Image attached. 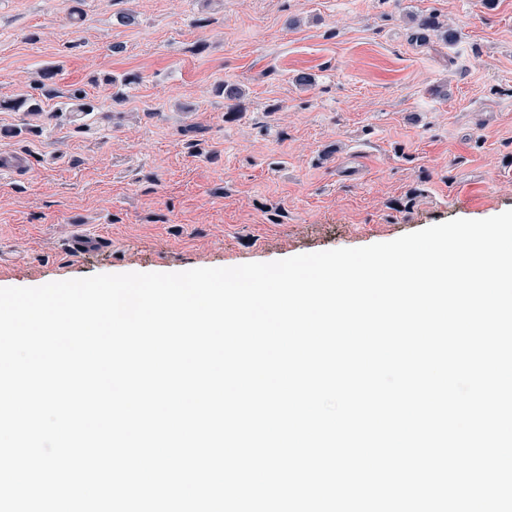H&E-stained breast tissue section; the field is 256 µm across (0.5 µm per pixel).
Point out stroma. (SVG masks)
Instances as JSON below:
<instances>
[{
    "label": "stroma",
    "mask_w": 512,
    "mask_h": 512,
    "mask_svg": "<svg viewBox=\"0 0 512 512\" xmlns=\"http://www.w3.org/2000/svg\"><path fill=\"white\" fill-rule=\"evenodd\" d=\"M429 12L456 42L414 38ZM50 63L99 109L47 102L36 133L0 112V152L30 158L0 171V287L268 263L512 209V0H0V98ZM128 72L112 106L100 77ZM227 80L245 90L231 123ZM75 224L109 246L65 256Z\"/></svg>",
    "instance_id": "obj_1"
}]
</instances>
